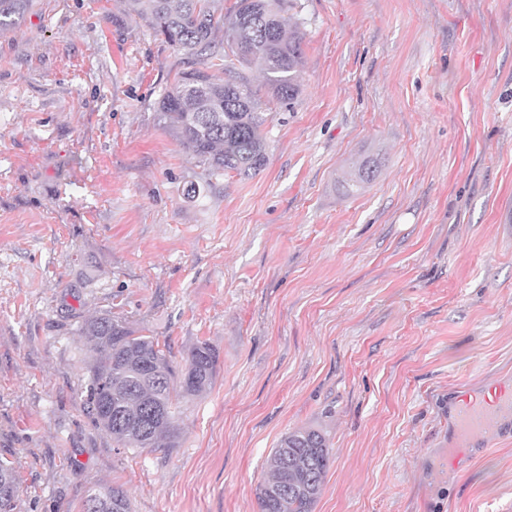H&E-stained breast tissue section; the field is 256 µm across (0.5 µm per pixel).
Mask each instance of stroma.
Segmentation results:
<instances>
[{
	"mask_svg": "<svg viewBox=\"0 0 512 512\" xmlns=\"http://www.w3.org/2000/svg\"><path fill=\"white\" fill-rule=\"evenodd\" d=\"M302 93L267 162L208 177L159 117L184 56L123 0H34L0 34V457L15 512H256L286 433L323 432L314 512H512V426L448 469L458 396L512 385V0H297ZM356 196L339 180L365 160ZM206 189L190 199V184ZM209 342L179 445L87 410L83 321ZM378 164L375 161L362 162L357 169L347 173L339 180L342 192L347 196L358 195L376 179ZM18 492V484L11 462L0 459V502L8 503L9 511L7 512L15 511ZM81 512H131V502L121 486H96L83 500Z\"/></svg>",
	"mask_w": 512,
	"mask_h": 512,
	"instance_id": "stroma-1",
	"label": "stroma"
}]
</instances>
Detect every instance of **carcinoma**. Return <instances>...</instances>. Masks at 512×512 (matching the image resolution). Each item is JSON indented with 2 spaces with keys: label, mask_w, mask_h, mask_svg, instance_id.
<instances>
[{
  "label": "carcinoma",
  "mask_w": 512,
  "mask_h": 512,
  "mask_svg": "<svg viewBox=\"0 0 512 512\" xmlns=\"http://www.w3.org/2000/svg\"><path fill=\"white\" fill-rule=\"evenodd\" d=\"M164 42L191 60L158 101L164 124L208 176L250 177L267 161L261 97L249 71L262 68L271 99L293 104L301 94L304 33L288 16L292 0H124ZM32 0H0V34L16 29ZM224 33V59L217 62L214 37ZM206 62L218 73L199 68ZM378 164L361 163L339 180L346 196L358 195L376 179ZM91 357L87 402L96 425L121 448H174L178 444L179 399L211 388L218 355L207 341L188 351L175 376L168 347L132 329L107 311L83 322ZM330 462L327 439L318 430L284 435L267 462V478L256 488L259 512H313ZM18 484L10 461L0 459V502L15 512ZM82 512H131L130 499L117 485L96 486Z\"/></svg>",
  "instance_id": "obj_1"
}]
</instances>
